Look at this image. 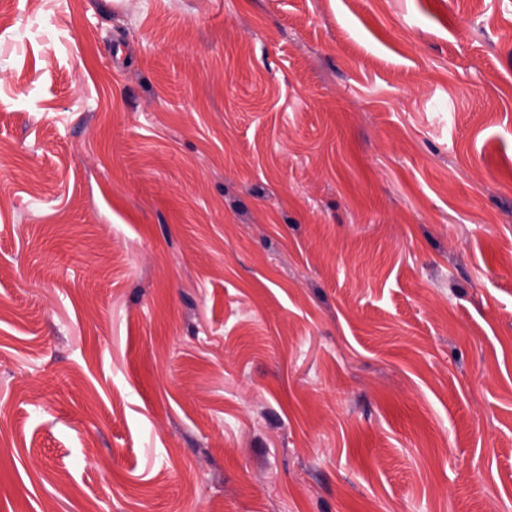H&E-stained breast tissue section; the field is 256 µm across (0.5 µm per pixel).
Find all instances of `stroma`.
Masks as SVG:
<instances>
[{"instance_id":"obj_1","label":"stroma","mask_w":512,"mask_h":512,"mask_svg":"<svg viewBox=\"0 0 512 512\" xmlns=\"http://www.w3.org/2000/svg\"><path fill=\"white\" fill-rule=\"evenodd\" d=\"M0 512H512V0H0Z\"/></svg>"}]
</instances>
